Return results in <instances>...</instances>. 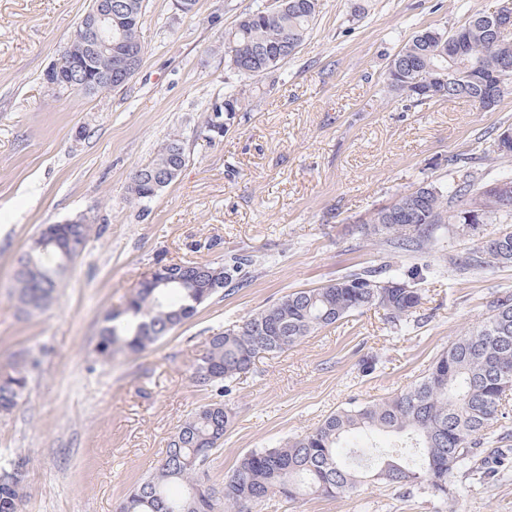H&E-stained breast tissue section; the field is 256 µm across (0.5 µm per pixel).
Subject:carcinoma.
Instances as JSON below:
<instances>
[{"instance_id":"cac0c4a2","label":"carcinoma","mask_w":512,"mask_h":512,"mask_svg":"<svg viewBox=\"0 0 512 512\" xmlns=\"http://www.w3.org/2000/svg\"><path fill=\"white\" fill-rule=\"evenodd\" d=\"M288 9L263 6L243 13L224 37V56L243 75L267 74L294 56L315 23L318 9L305 0ZM512 68V36L492 42L485 13L471 15L449 32L427 27L418 31L387 65V87L414 101L443 98L476 102L481 94L494 110L503 94L497 79ZM183 142L173 137L142 172L166 171L182 165L175 154ZM417 209L409 223L396 213L408 203L402 193L394 203L369 219L370 235L394 248L421 252L434 244L437 231L457 224L473 232L467 213H480L483 224L512 217L492 185L480 181L471 168L457 170L449 188L423 182L414 189ZM88 224H47L17 259L15 294L27 310L43 308L65 276L68 263L58 242L71 236L86 244ZM486 265L512 266V230L491 236L468 258L453 262L465 275ZM425 268L415 266L388 279L367 270L330 281L318 288L289 293L275 304L251 314L240 325L210 336L198 360L194 381L210 386L248 372L256 359L285 351L315 331L364 309L378 308L387 322L399 324L423 305ZM183 283H140L122 312L105 316L96 353L109 361L121 350L138 353L193 318L214 294H206L198 278L224 279V267L185 263L178 269ZM27 368L17 363L0 368V414L11 413L27 387ZM512 391V296L493 301L488 316L455 339L409 389L361 407L329 415L313 430L284 444L251 451L224 475L222 489L208 484L201 469L224 441L233 419L232 408L212 402L196 409L172 435L158 467L144 477L120 505V512H249V505L269 495L296 500L306 494L341 497L354 494L376 477L390 484L416 487L443 500L448 481L482 478L489 459L503 453L485 452L494 424L504 417L503 405ZM355 432L385 433L398 444L382 451L377 469L365 454L342 460L336 449ZM407 457H393L397 453ZM28 460L0 465V512H21ZM184 486L179 497L172 484Z\"/></svg>"}]
</instances>
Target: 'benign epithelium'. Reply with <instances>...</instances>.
I'll return each mask as SVG.
<instances>
[{"instance_id":"benign-epithelium-1","label":"benign epithelium","mask_w":512,"mask_h":512,"mask_svg":"<svg viewBox=\"0 0 512 512\" xmlns=\"http://www.w3.org/2000/svg\"><path fill=\"white\" fill-rule=\"evenodd\" d=\"M487 31L493 38L512 34V3L505 0L486 16ZM135 21V9L127 0H98L95 11L83 16L78 37L73 39L65 58L45 73L48 87L81 85L92 93L97 85L107 83L122 87L135 75L142 53L139 46L128 42L123 31ZM106 55L111 60L110 69L98 72L90 67L91 59ZM224 103L217 102L210 109L209 129L222 135L229 120L224 118Z\"/></svg>"}]
</instances>
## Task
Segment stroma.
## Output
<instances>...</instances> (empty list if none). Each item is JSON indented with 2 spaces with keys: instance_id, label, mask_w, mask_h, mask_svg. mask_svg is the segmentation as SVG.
I'll return each mask as SVG.
<instances>
[{
  "instance_id": "stroma-1",
  "label": "stroma",
  "mask_w": 512,
  "mask_h": 512,
  "mask_svg": "<svg viewBox=\"0 0 512 512\" xmlns=\"http://www.w3.org/2000/svg\"><path fill=\"white\" fill-rule=\"evenodd\" d=\"M263 0H144L141 64L127 86L56 93L43 80L90 0H0V367L36 358L19 406L0 416V461L26 457L23 512H119L159 465L177 427L221 399L233 420L203 466L210 484L243 454L317 427L344 407L385 400L423 377L490 305L512 294V267L457 276L453 259L500 232L440 231L425 252L381 244L367 222L423 181L450 186L458 166L512 178L489 146L512 128V91L492 111L456 100L415 104L389 93L385 71L427 26L452 30L498 0H321L298 53L249 77L224 57V35ZM233 92L242 109L207 138L209 106ZM187 154L154 200H133L136 171L172 137ZM86 215L91 232L52 301L23 312L16 259L41 225ZM234 270L189 322L138 354L105 362L93 347L103 317L123 310L158 266ZM429 266L422 308L399 326L357 312L256 360L225 393L198 385L208 339L284 295L366 269L389 277ZM494 428L508 472L448 485L447 500L381 480L357 494L273 496L252 512H512V405Z\"/></svg>"
}]
</instances>
